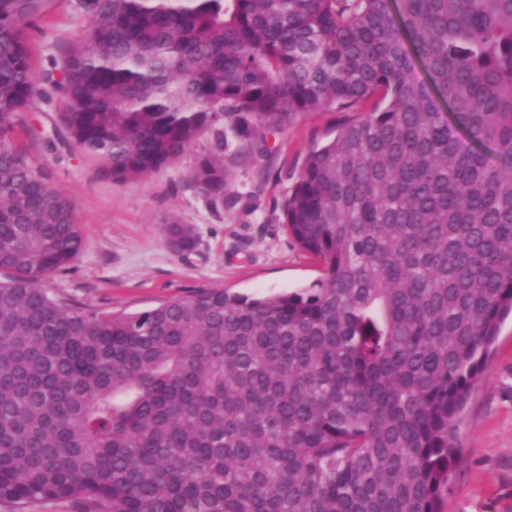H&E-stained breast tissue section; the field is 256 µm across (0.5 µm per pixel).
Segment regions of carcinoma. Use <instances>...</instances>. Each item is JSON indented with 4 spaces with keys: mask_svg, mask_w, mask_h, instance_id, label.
Instances as JSON below:
<instances>
[{
    "mask_svg": "<svg viewBox=\"0 0 512 512\" xmlns=\"http://www.w3.org/2000/svg\"><path fill=\"white\" fill-rule=\"evenodd\" d=\"M50 4L0 0V502L439 512L512 312V0H74L86 25L38 74ZM40 98L115 182L210 134L189 180L216 211L267 133L364 113L282 204L322 276L129 313L53 294L84 240L16 145Z\"/></svg>",
    "mask_w": 512,
    "mask_h": 512,
    "instance_id": "cac0c4a2",
    "label": "carcinoma"
}]
</instances>
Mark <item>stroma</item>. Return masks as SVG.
<instances>
[{
  "label": "stroma",
  "instance_id": "35a3bbf8",
  "mask_svg": "<svg viewBox=\"0 0 512 512\" xmlns=\"http://www.w3.org/2000/svg\"><path fill=\"white\" fill-rule=\"evenodd\" d=\"M85 25L70 0H54L30 31L35 70L76 42ZM354 118L351 112H312L288 130L268 134V154L230 173L240 203L216 211L188 181L210 146L209 135L177 163L115 182L74 149L56 108L35 102L24 115L28 132L19 142L50 166L53 183L71 201L84 234L80 255L50 280V288L103 311L136 312L199 289L268 296L308 287L321 271L283 224L281 203L307 151ZM170 215L196 228L194 252L170 248L162 231ZM458 444L440 512H512V316L503 322L468 401Z\"/></svg>",
  "mask_w": 512,
  "mask_h": 512
}]
</instances>
